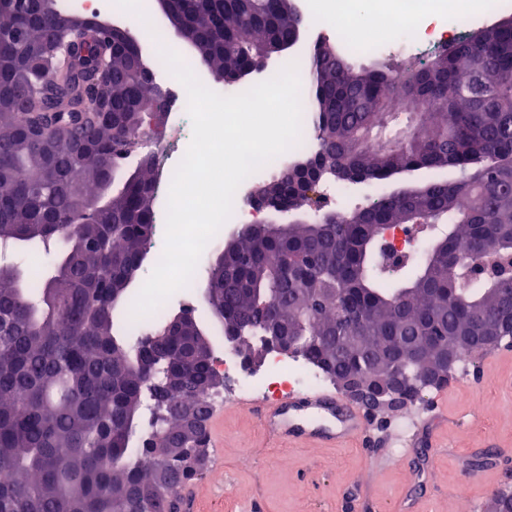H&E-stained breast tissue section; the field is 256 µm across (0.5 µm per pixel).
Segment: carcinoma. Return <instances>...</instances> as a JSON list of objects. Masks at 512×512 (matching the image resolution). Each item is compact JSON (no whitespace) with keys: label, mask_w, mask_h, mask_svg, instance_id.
I'll list each match as a JSON object with an SVG mask.
<instances>
[{"label":"carcinoma","mask_w":512,"mask_h":512,"mask_svg":"<svg viewBox=\"0 0 512 512\" xmlns=\"http://www.w3.org/2000/svg\"><path fill=\"white\" fill-rule=\"evenodd\" d=\"M63 15L77 33L53 61L40 46ZM164 19L180 28L195 64L227 83L261 70L304 26L295 0H169ZM69 9L65 0H0V249L48 254L38 278L0 261V312L13 331L0 337V512H181L201 475L188 458L209 446L208 428L181 426L174 403L211 409L196 385L222 384L212 363L183 364L189 343L207 344L189 318L158 343L156 379L185 372L191 387L150 386L137 347L117 334L132 296L127 275L148 252L155 228L151 157H133L144 130L159 139L168 101L137 70L140 41ZM27 91L22 113L13 96ZM308 97L324 171L347 182L386 181L425 170L421 185L367 207L324 211L286 232L259 225L229 235L223 267L209 268L210 308L224 333L241 337L250 359L266 326L304 321L296 341L324 374L371 372L370 350L393 337L473 336L480 319L512 335V273L487 278L463 261L487 240L512 261V30L491 25L439 53L426 71L358 73L315 49ZM112 106L92 122L78 112ZM74 131L47 151L29 127ZM275 178L295 209L294 180ZM111 193L94 202L103 182ZM423 220L436 250L405 277L377 260L382 224ZM499 293L482 299L484 289ZM366 337L350 351L345 337ZM148 417L149 432L140 431Z\"/></svg>","instance_id":"cac0c4a2"}]
</instances>
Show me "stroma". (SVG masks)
<instances>
[{
	"mask_svg": "<svg viewBox=\"0 0 512 512\" xmlns=\"http://www.w3.org/2000/svg\"><path fill=\"white\" fill-rule=\"evenodd\" d=\"M216 410L222 445L208 452L191 512H233L244 497L258 512H484L512 491V349L461 363L447 386L333 447L273 436L231 395ZM403 452L411 461L397 463Z\"/></svg>",
	"mask_w": 512,
	"mask_h": 512,
	"instance_id": "1",
	"label": "stroma"
}]
</instances>
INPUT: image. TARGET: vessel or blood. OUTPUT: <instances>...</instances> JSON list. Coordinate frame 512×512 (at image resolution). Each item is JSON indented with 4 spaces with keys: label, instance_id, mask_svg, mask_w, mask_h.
<instances>
[{
    "label": "vessel or blood",
    "instance_id": "obj_1",
    "mask_svg": "<svg viewBox=\"0 0 512 512\" xmlns=\"http://www.w3.org/2000/svg\"><path fill=\"white\" fill-rule=\"evenodd\" d=\"M266 428L277 437H291L313 432L321 422L332 423L327 437L348 441L363 430V418L353 407L323 391L304 392L277 402L256 406Z\"/></svg>",
    "mask_w": 512,
    "mask_h": 512
}]
</instances>
